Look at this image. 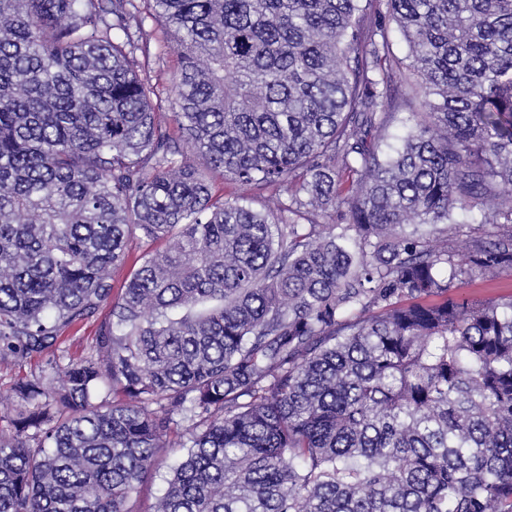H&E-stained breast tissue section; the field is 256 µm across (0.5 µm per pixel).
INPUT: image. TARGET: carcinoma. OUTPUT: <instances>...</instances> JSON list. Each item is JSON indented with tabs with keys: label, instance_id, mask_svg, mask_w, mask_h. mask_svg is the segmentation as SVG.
<instances>
[{
	"label": "carcinoma",
	"instance_id": "obj_1",
	"mask_svg": "<svg viewBox=\"0 0 512 512\" xmlns=\"http://www.w3.org/2000/svg\"><path fill=\"white\" fill-rule=\"evenodd\" d=\"M142 2L0 0V361L62 378L6 396L0 512H134L169 448L155 512H512V294L452 292L512 273V0ZM148 38L150 39L151 56L145 62V72L157 81L160 86L171 90L172 75L178 70V58L171 50L164 46L173 40L169 32L162 24L148 19L145 24ZM214 186L218 194H224V199H231L238 194L246 193L253 198L252 205L256 209H262L267 206H273V203L270 200L271 192L268 190L246 191L240 188L237 184H235L234 181L229 179L222 180L221 178H218L215 181ZM454 218L460 226L448 231V250L461 259L467 253L469 239L482 236L486 228L479 224V217L471 212L456 210ZM164 248V242L135 238L128 245L127 257L124 263L112 268V288L114 295L120 293L124 282L131 272L142 262L148 253ZM108 312L107 306L101 307L91 321L65 332L58 346L70 356L85 354L92 345L99 322L107 316Z\"/></svg>",
	"mask_w": 512,
	"mask_h": 512
}]
</instances>
